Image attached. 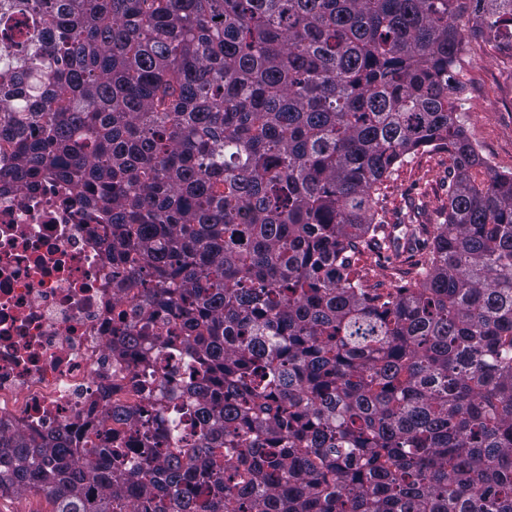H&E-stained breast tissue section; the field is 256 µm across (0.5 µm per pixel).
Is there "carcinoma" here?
Listing matches in <instances>:
<instances>
[{
    "label": "carcinoma",
    "instance_id": "1",
    "mask_svg": "<svg viewBox=\"0 0 512 512\" xmlns=\"http://www.w3.org/2000/svg\"><path fill=\"white\" fill-rule=\"evenodd\" d=\"M0 184H72L136 299L178 309L157 467L0 439L51 512H512V173L466 136L463 44L512 0H0ZM452 160L431 246L383 189ZM373 239L417 280L374 288ZM157 328L121 336L136 348ZM168 426L160 421V418L152 417L149 424V435L157 443L159 448H176L181 446L180 436L167 430Z\"/></svg>",
    "mask_w": 512,
    "mask_h": 512
}]
</instances>
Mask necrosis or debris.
<instances>
[{"instance_id": "4bbe7bcc", "label": "necrosis or debris", "mask_w": 512, "mask_h": 512, "mask_svg": "<svg viewBox=\"0 0 512 512\" xmlns=\"http://www.w3.org/2000/svg\"><path fill=\"white\" fill-rule=\"evenodd\" d=\"M108 240L67 183L0 190V435L39 446L54 436L82 444L115 434L135 466L145 438L180 446L165 423L141 421L182 390L184 376L165 337L113 347L139 310L112 286L121 271ZM115 406L135 424L114 427L106 413Z\"/></svg>"}]
</instances>
